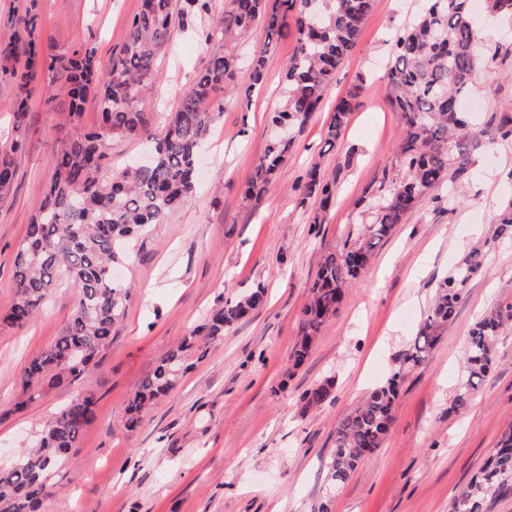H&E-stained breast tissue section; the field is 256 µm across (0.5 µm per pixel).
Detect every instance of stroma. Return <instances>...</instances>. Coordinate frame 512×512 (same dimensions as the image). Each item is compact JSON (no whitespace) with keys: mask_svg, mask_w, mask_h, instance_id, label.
I'll return each instance as SVG.
<instances>
[{"mask_svg":"<svg viewBox=\"0 0 512 512\" xmlns=\"http://www.w3.org/2000/svg\"><path fill=\"white\" fill-rule=\"evenodd\" d=\"M35 3L43 36L56 50L89 43L101 61L118 55L141 0H0V42L12 40L17 19ZM227 0L177 24L159 57V76L145 108L167 117L205 68L204 32ZM419 0H373L357 44L325 92L322 107L297 133L287 160L266 191L245 199L242 186L273 130L268 114L285 99L282 65L295 39L285 30L266 44L254 29L240 49L232 89L201 150L195 192L164 223L151 227L121 277L132 288L112 345L84 379L43 388L24 403L19 383L27 363L49 347L75 303L61 284L28 323H4L14 301L13 261L34 205L55 165L58 128L69 99L50 72H40L29 100V124L14 133L15 84L0 75V152L13 137L15 178L0 191V467L33 446L40 423L90 392L95 413L77 457L54 479L40 512H451V504L512 424V325L496 342L489 374L469 405L450 410L473 325L496 307L512 306V241L489 248L424 365L409 373L393 425L380 448L341 486L326 481L337 420L357 406L406 349L426 317L439 282L472 248L483 245L500 208L512 199V142L481 149L473 168L453 183L456 208L425 197L377 242L335 318L306 361L289 368L301 333L302 308L322 253L353 242L372 223L371 206L404 169L405 127L389 102L391 40L413 21ZM486 68L476 74L470 107L478 121H512V19L483 15ZM268 50L261 82L250 58ZM362 85L337 147L326 131L337 101ZM58 95L44 107L46 92ZM337 180L336 201L313 225L314 208L296 190L311 164ZM264 305L226 332L166 396L143 426L123 430L129 394L220 296L257 283ZM333 379L330 399L304 409L300 394Z\"/></svg>","mask_w":512,"mask_h":512,"instance_id":"1","label":"stroma"}]
</instances>
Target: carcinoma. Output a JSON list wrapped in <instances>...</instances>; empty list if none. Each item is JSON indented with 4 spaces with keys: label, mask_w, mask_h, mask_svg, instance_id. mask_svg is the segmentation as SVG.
Segmentation results:
<instances>
[{
    "label": "carcinoma",
    "mask_w": 512,
    "mask_h": 512,
    "mask_svg": "<svg viewBox=\"0 0 512 512\" xmlns=\"http://www.w3.org/2000/svg\"><path fill=\"white\" fill-rule=\"evenodd\" d=\"M470 0H421L412 24L399 34L390 51V102L405 126L400 156L405 169L379 205L374 223L352 245L322 255L303 308L302 334L290 360L301 365L322 327L335 317L346 290L359 278L376 242L389 236L404 216L427 194L470 171L474 155L485 144L512 138V126L489 117L483 127L471 124L463 111L471 94V81L484 61L478 38L479 20ZM372 0H229L220 22L204 35L209 51L207 66L196 82L181 93L179 108L158 128L144 111V101L157 75L162 46L176 18L206 13L210 0H141L118 57L101 64L96 49L79 44L66 53L43 45L35 5L20 19L15 39L0 44V61L25 56L24 71L3 66L0 72L16 79L14 128L27 127L31 83L44 69L63 80L70 111L59 128L54 172L34 207L21 247L13 262L15 300L6 321L21 326L31 320L67 276L76 291L73 311L54 343L33 358L20 376L27 399L43 385L83 376L112 343V330L122 321L130 286L112 275L127 258L126 246L145 236L173 211L186 205L196 183L199 149L221 112L214 100L219 88L229 89L238 67L237 47L256 27L263 28L272 44L291 27L295 50L283 69L287 84L285 104L271 112V124L288 127V136H273L254 167L244 195L261 194L273 173L288 157L295 134L321 104L336 72L355 47ZM362 84L340 99L327 127V143L336 145L350 115L360 106ZM100 103L98 124L80 131L82 105L88 95ZM137 137L151 145L154 163L138 168L127 165L103 177L112 139ZM0 154V190L10 187L15 171L9 153ZM302 199L326 210L336 199V180L318 165L296 186ZM512 236V201L498 214L486 244ZM485 267V252L472 249L439 285L432 308L411 343L397 358L386 380L374 387L349 413L336 421L335 450L327 475L345 484L364 457L382 445L392 423L405 375L422 366L452 321L467 284ZM266 299L265 287L256 285L244 296L219 298L192 334L164 354L152 372L129 395L124 429L136 431L151 402L164 397L193 365L204 359L212 344L232 326L246 320ZM512 323V306L495 308L470 331L463 358L465 380L449 410L470 401L493 363L501 328ZM333 390L329 382L302 392L306 409L326 402ZM95 396H79L55 412L43 425L34 449L0 468V512H39L49 494L54 474L78 453L79 439L93 416ZM512 490V424L501 433L494 452L458 494L451 512H485L493 496Z\"/></svg>",
    "instance_id": "obj_1"
}]
</instances>
